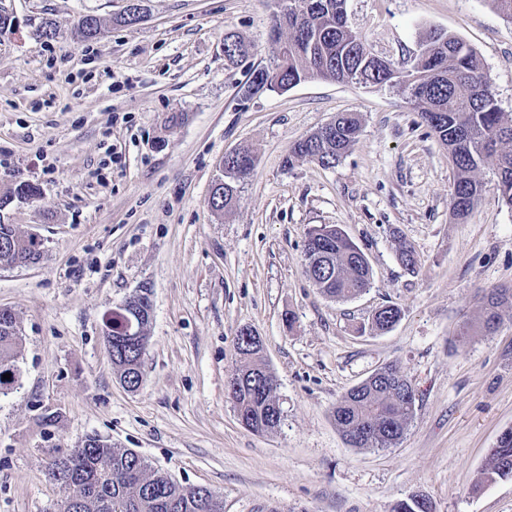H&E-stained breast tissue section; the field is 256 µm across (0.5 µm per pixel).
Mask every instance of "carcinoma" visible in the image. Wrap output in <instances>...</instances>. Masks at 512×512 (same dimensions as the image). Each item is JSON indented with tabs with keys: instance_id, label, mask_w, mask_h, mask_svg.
Here are the masks:
<instances>
[{
	"instance_id": "carcinoma-1",
	"label": "carcinoma",
	"mask_w": 512,
	"mask_h": 512,
	"mask_svg": "<svg viewBox=\"0 0 512 512\" xmlns=\"http://www.w3.org/2000/svg\"><path fill=\"white\" fill-rule=\"evenodd\" d=\"M310 8L299 14H279L275 25L287 30L288 53L276 54L261 67L270 77L267 90L279 92L307 79L337 81L343 70L360 69L368 54L363 37L352 31L342 16L346 0H308ZM101 31L97 17L77 25L81 41L93 40ZM249 52L241 39L224 38V56L234 63ZM362 70V69H360ZM373 85L386 86L391 71L364 69ZM404 78L411 104L420 112L441 144L452 155L454 168L451 207L459 219L467 218L478 202L483 183L478 172L488 166L498 179V199L512 208V117L501 111L491 90L477 52L463 40L433 33L421 52L419 63ZM360 119L355 112L336 117V129L297 141L288 162L300 158L323 166L336 164L355 144ZM254 169L252 151L244 147L222 176V184L211 187L210 204L217 212L232 206L237 183ZM36 193V187L20 183L0 195V210L16 198ZM42 256V242L19 235L14 225L0 223V266L36 263ZM305 272L319 290L333 299H350L370 283L371 269L361 249L337 226L323 225L308 232L305 245ZM512 305V294L493 290L483 300L480 328L496 331L501 309ZM401 317V310L388 305L378 311L372 325L386 331ZM19 342L16 316L0 314V394L11 390L17 379L15 349ZM236 349L243 364L230 380L229 398L242 414L244 426L257 433L275 429L281 410L274 398L276 380L255 349L252 337L239 332ZM144 353L112 343V365L129 383L141 376ZM381 374L362 381L344 394L333 410L336 425L348 444L355 448H388L404 434L414 413V404L401 401L402 391L412 384L396 364L380 368ZM10 374V379L3 378ZM66 480L61 483L67 495L63 512H224L220 496L207 488L185 490L164 473L150 471L144 459L131 450L89 436L65 454ZM512 477V440L490 449L483 480Z\"/></svg>"
}]
</instances>
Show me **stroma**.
<instances>
[{
	"mask_svg": "<svg viewBox=\"0 0 512 512\" xmlns=\"http://www.w3.org/2000/svg\"><path fill=\"white\" fill-rule=\"evenodd\" d=\"M126 0H0V188L37 186L0 221L44 241L34 264L0 268V308L16 315L19 379L0 395V512H60L48 462L98 435L137 451L184 489L206 487L224 512H392L426 495L433 512H512V478L486 482L490 448L512 428V308L479 326L482 299L512 288V209L496 177L457 219L447 150L400 87L309 79L243 93L270 64L273 0H143L142 22L113 19ZM368 50L411 69L429 31L481 57L512 113V22L491 0H346ZM87 14L103 32L82 42ZM55 21L45 42L33 32ZM250 44L236 63L224 36ZM341 112L361 116L333 167L288 161L293 144ZM256 157L234 207L208 203L225 153ZM343 229L366 255L370 285L331 299L304 272L309 229ZM415 270L398 260L401 245ZM152 319L137 391L118 381L104 315L141 285ZM401 308L392 330L369 324ZM251 328L277 379V428L256 433L226 397ZM397 364L417 391L402 438L354 448L332 409ZM55 414L53 426L42 424Z\"/></svg>",
	"mask_w": 512,
	"mask_h": 512,
	"instance_id": "stroma-1",
	"label": "stroma"
}]
</instances>
